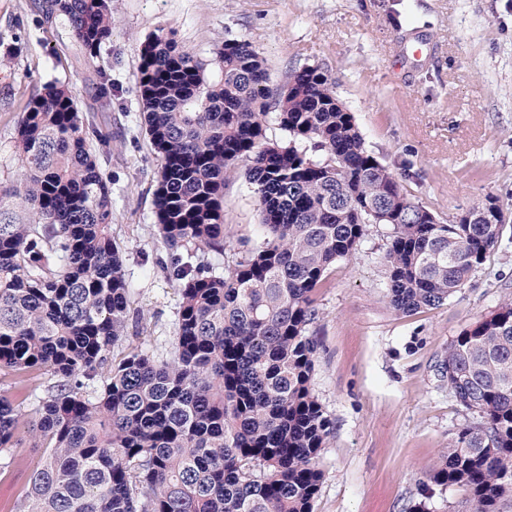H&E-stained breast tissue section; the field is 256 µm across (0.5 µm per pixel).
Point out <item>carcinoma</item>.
<instances>
[{"instance_id": "carcinoma-1", "label": "carcinoma", "mask_w": 512, "mask_h": 512, "mask_svg": "<svg viewBox=\"0 0 512 512\" xmlns=\"http://www.w3.org/2000/svg\"><path fill=\"white\" fill-rule=\"evenodd\" d=\"M112 110V0H41ZM216 74L170 33L149 36L137 95L160 161L154 205L182 280L173 348L118 349L139 322L112 238V182L92 148L112 133L69 88L35 92L17 131L19 173L0 184V371H45L21 404L0 393V448L28 428L42 449L13 512H313L332 431L312 391L314 294L368 224L391 227L386 299L412 315L452 297L501 241L496 200L442 224L366 148L319 66L274 90L259 52L227 40ZM273 117L286 143L267 137ZM322 152L314 158L304 145ZM258 200L263 241L218 273L188 247L224 253V184L235 164ZM442 377L479 421L441 450L431 480L466 512L512 498V299L464 331Z\"/></svg>"}]
</instances>
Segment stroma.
<instances>
[{
  "mask_svg": "<svg viewBox=\"0 0 512 512\" xmlns=\"http://www.w3.org/2000/svg\"><path fill=\"white\" fill-rule=\"evenodd\" d=\"M36 4L0 0V182L17 174V127L37 87L68 84L83 112L111 129L112 236L144 315L126 346L147 338L167 353L179 306V281L152 270L166 253L153 204L160 162L136 93L140 46L155 32H173L206 63L225 40L248 41L274 89L295 70H328L368 149L440 222L497 198L502 241L447 302L410 316L388 307L391 229L370 224L330 267L308 329L312 389L333 423L314 512H462L464 491L430 474L475 417L439 365L451 341L512 298V0H112V41L99 60L112 73V109L100 113L67 31L39 28ZM419 42L416 61L409 49ZM247 168L239 161L224 186V253L206 255L220 271L258 241ZM40 455L24 432L0 451V512H11Z\"/></svg>",
  "mask_w": 512,
  "mask_h": 512,
  "instance_id": "stroma-1",
  "label": "stroma"
}]
</instances>
